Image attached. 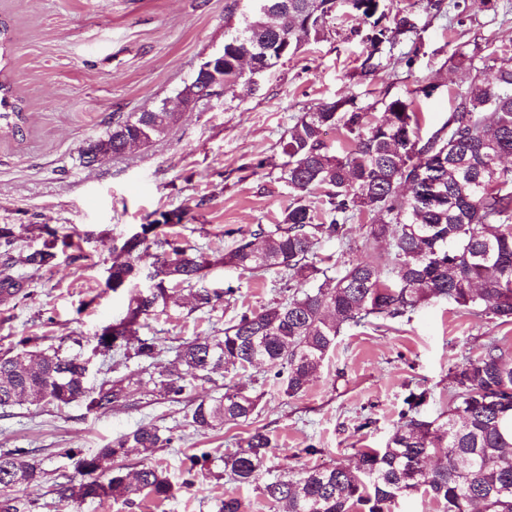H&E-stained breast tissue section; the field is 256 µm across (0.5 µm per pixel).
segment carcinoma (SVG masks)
Instances as JSON below:
<instances>
[{"mask_svg":"<svg viewBox=\"0 0 512 512\" xmlns=\"http://www.w3.org/2000/svg\"><path fill=\"white\" fill-rule=\"evenodd\" d=\"M241 27L224 41V91L237 85L236 62L248 54L271 69L279 62L278 44L294 48L320 35L339 6L373 17L380 0H264ZM320 20L294 28L277 23L288 13L302 20L309 10ZM409 26L400 18L393 29L381 28L371 38L362 69L382 68L376 54L391 34ZM474 87L459 96L454 111L427 140L420 139L422 120L416 99L382 100L384 117L374 121L368 109L345 100L320 104L297 117L280 141L287 157L283 175L294 198L276 224H259L236 241L221 262L242 271L278 268L295 282L283 302L248 309L224 327L222 335L196 338L176 348L162 370L152 367L162 349L154 337L138 335L140 318L174 302L168 285H185L194 309L212 311L222 295L197 284L212 265L191 245L161 237L156 224L142 225L143 238L130 236L112 245L107 289L126 290L149 269L153 287L130 296L125 316L108 325L112 342L97 337V347L136 360L149 375L153 391L166 400L187 399L197 384L211 381L222 366L237 373L253 366L267 368L269 378L290 398L302 396L311 377L336 345L341 329L374 320L410 318L425 302L446 300L469 315L512 324V49L493 58L490 73L475 69ZM24 122L22 107L10 85L0 83V127L16 134ZM177 118L158 109L134 112L112 122L106 133L87 143L102 159L126 153L127 142L148 135L142 144L162 136ZM342 131L345 148L329 151L323 131ZM323 193L324 221L315 222L307 195ZM372 215L361 247L367 259L343 265L334 285L318 283L326 271L315 262L323 238L342 241L356 215ZM41 248L22 257L28 280L51 267L69 236L41 227ZM154 233L148 239L146 233ZM386 243V253L380 252ZM13 231L0 226V295L16 296L23 282L11 274ZM155 247L156 252L148 249ZM81 353L61 348L22 349L0 356V409L29 404L65 408L83 402L87 410L129 407L140 381L134 375L104 379L89 386ZM448 413L428 420L421 407L426 394L410 393L401 410V425L384 448H360L353 462L305 466L297 474L276 477L261 487L267 501L281 512H393L399 497L425 488L443 512H512V346L493 338L474 358L449 371ZM260 396L227 388L219 396L193 403L188 425L205 433L250 420ZM174 437L156 425L140 426L95 453L77 459L76 473L59 485L65 502L122 499L135 503L142 495L158 505L174 496L166 472L153 463L160 448ZM272 448L262 429L249 434L245 447L224 454V470L237 481L257 479ZM34 448H0V490L16 491L44 479ZM141 458L134 478L119 461ZM210 452L190 456L184 485L194 484V467Z\"/></svg>","mask_w":512,"mask_h":512,"instance_id":"cac0c4a2","label":"carcinoma"}]
</instances>
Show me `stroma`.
Masks as SVG:
<instances>
[{
  "mask_svg": "<svg viewBox=\"0 0 512 512\" xmlns=\"http://www.w3.org/2000/svg\"><path fill=\"white\" fill-rule=\"evenodd\" d=\"M229 3L0 0V21L10 38L0 73L26 116L20 135L0 136V226L12 228L18 259L41 248L42 224L73 241L54 266L32 277L26 296H0V354L31 337L42 347L82 349L95 382L135 370V363L95 348L101 328L121 319L128 303L127 292L104 289L110 248L174 210L182 211L183 219L163 225V234L214 257L202 285L234 289L235 299L206 313L193 310L185 297L180 306L142 319L140 336L157 338L163 350L159 365L172 360V347L216 335L241 309L284 298V272H244L220 258L241 233L278 223L291 202L280 140L297 116L325 101L351 99L366 107L430 84L433 95L420 101L421 134L427 137L470 86L461 59L483 67L501 50L512 49V0H442L437 10L424 0H390L376 23L340 7L318 39L282 58L257 84L239 83L219 99L198 104L158 141L83 166L82 147L113 119L163 102L176 105L178 91L222 52ZM400 15L414 30L383 43L382 70L366 74L361 63L376 26L394 27ZM409 56L414 62L408 67L402 60ZM368 222V216H356L345 242L317 244V265L328 277H335L343 262L365 259L360 244ZM502 336L512 340V325L433 300L408 322L381 330L343 329L300 398L284 395L261 367L234 377L216 371L213 383L195 390L202 398L226 384L261 394L249 422L200 433L186 422L190 403L149 395L136 407L96 413L81 404L61 410L23 404L0 409V448L36 449L47 472L40 483L17 491L25 512H217L228 495L249 501L250 512H275L260 492L262 482L295 473L303 464L347 462L357 449L385 447L410 392H426L422 413L437 418L449 406L450 369ZM367 417L371 426L360 428ZM151 424L176 439L154 455L175 487L173 499L140 508L110 498L75 505L60 501L58 484L75 474L68 449L88 455ZM257 428L269 434L274 450L258 480L243 484L225 473L224 455ZM309 445L318 447V455L295 460L294 452ZM195 448L209 449L211 458L186 487L187 456Z\"/></svg>",
  "mask_w": 512,
  "mask_h": 512,
  "instance_id": "1",
  "label": "stroma"
}]
</instances>
